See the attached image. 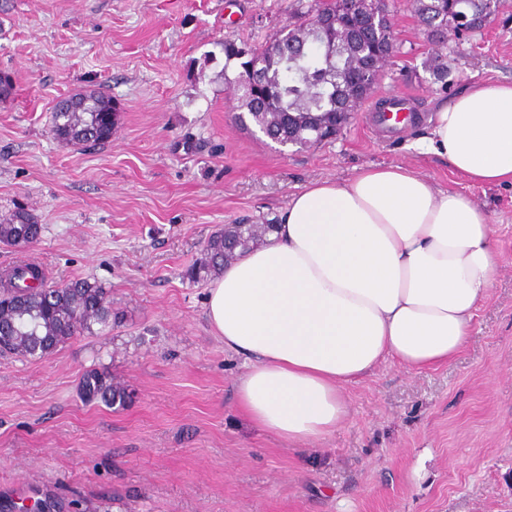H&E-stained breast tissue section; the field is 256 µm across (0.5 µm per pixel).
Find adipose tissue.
Returning a JSON list of instances; mask_svg holds the SVG:
<instances>
[{
  "mask_svg": "<svg viewBox=\"0 0 512 512\" xmlns=\"http://www.w3.org/2000/svg\"><path fill=\"white\" fill-rule=\"evenodd\" d=\"M427 124L422 152L472 185L512 186V82H470ZM494 234L470 196L404 165L308 184L207 292L214 336L247 364L240 411L308 445L346 420L342 387L381 363H448L501 273Z\"/></svg>",
  "mask_w": 512,
  "mask_h": 512,
  "instance_id": "adipose-tissue-1",
  "label": "adipose tissue"
}]
</instances>
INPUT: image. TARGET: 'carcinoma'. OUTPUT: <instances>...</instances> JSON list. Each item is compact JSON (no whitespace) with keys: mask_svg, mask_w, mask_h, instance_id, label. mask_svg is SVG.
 I'll return each instance as SVG.
<instances>
[{"mask_svg":"<svg viewBox=\"0 0 512 512\" xmlns=\"http://www.w3.org/2000/svg\"><path fill=\"white\" fill-rule=\"evenodd\" d=\"M410 8L435 37L457 35L459 16L464 11L489 13L499 0H409ZM312 5L299 4L296 21L277 31L262 51L232 39L223 42L226 61L241 60L242 71L225 83L237 97L235 122L244 130L255 124L268 137L288 132L301 148L318 145L336 136V113L353 115L374 93L385 76V64L375 57L385 33L375 19L372 3L361 0L351 34L318 33L308 23ZM260 61V81L251 83L250 67ZM446 82L448 60L437 54L424 62ZM356 71L360 83L345 84L347 73ZM79 111L55 106L50 133L65 146L101 145L109 141L101 117L119 114L112 97L98 89L74 94ZM274 228L272 224H233L215 231L206 241L201 256L192 264L187 278L196 281L218 275L224 267L252 249ZM42 226L23 209L0 218V242L14 246L36 243ZM119 313L102 285L87 279L71 280L57 288L47 284L35 265L20 263L0 276V356L23 360L40 359L61 349L77 336L103 332L120 323ZM80 396L87 404L124 408L131 401L127 387L95 368L80 380Z\"/></svg>","mask_w":512,"mask_h":512,"instance_id":"obj_1","label":"carcinoma"}]
</instances>
